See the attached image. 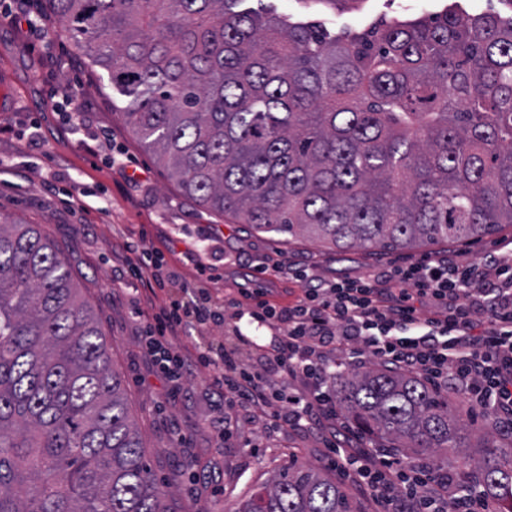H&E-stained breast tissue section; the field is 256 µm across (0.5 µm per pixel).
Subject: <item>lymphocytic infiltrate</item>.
<instances>
[{
    "label": "lymphocytic infiltrate",
    "instance_id": "obj_1",
    "mask_svg": "<svg viewBox=\"0 0 512 512\" xmlns=\"http://www.w3.org/2000/svg\"><path fill=\"white\" fill-rule=\"evenodd\" d=\"M272 270L303 283L301 295L285 306L239 302L232 314L264 330L257 346L264 370L241 365L228 350L207 347L196 357L211 369L225 404L279 427L335 429L334 387L350 348L435 388H453L467 410L512 432V248L479 261L423 258L325 286H307L300 268ZM217 317L204 294L161 308L146 326L161 373L180 378L188 361L174 339L190 323ZM272 373L287 376V391L270 390ZM330 452L336 469L380 497L381 512H495L489 496L458 473L394 460L384 448L334 445Z\"/></svg>",
    "mask_w": 512,
    "mask_h": 512
}]
</instances>
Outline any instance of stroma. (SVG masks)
<instances>
[{"label":"stroma","instance_id":"1","mask_svg":"<svg viewBox=\"0 0 512 512\" xmlns=\"http://www.w3.org/2000/svg\"><path fill=\"white\" fill-rule=\"evenodd\" d=\"M0 0V215L39 225L67 259L85 300L96 310L111 361L124 379L126 398L149 462L174 512H225L230 501L289 462L328 468L320 432L271 427L264 420L239 421L233 437L220 440L224 395L210 372L193 367L179 384L155 368L143 326L161 306L191 302L209 291L215 305L232 313L243 293L267 292L281 304L294 300L301 284L285 278L260 281L256 270L282 261L306 268L312 284L357 277L428 255V248L371 255L325 253L321 244L288 241L219 217L187 197L175 180L133 136L112 107L106 79L74 53L63 23L47 38L19 34ZM278 12L316 21L330 32L379 19L441 10L443 0H366L343 14L313 12L301 0H263ZM77 86L83 122L70 117L61 95ZM40 142H33V133ZM108 136L115 163L92 147V134ZM91 191L88 209L78 193ZM138 251H163L178 276L150 290L121 258L122 244ZM201 249L210 268L201 276L187 250ZM222 324H191L178 340L180 351L203 346L235 350L250 366L260 354Z\"/></svg>","mask_w":512,"mask_h":512}]
</instances>
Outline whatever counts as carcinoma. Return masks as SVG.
I'll use <instances>...</instances> for the list:
<instances>
[{
    "instance_id": "cac0c4a2",
    "label": "carcinoma",
    "mask_w": 512,
    "mask_h": 512,
    "mask_svg": "<svg viewBox=\"0 0 512 512\" xmlns=\"http://www.w3.org/2000/svg\"><path fill=\"white\" fill-rule=\"evenodd\" d=\"M128 103L135 138L208 211L334 253L471 244L512 227V18L434 14L330 34L250 0H47ZM336 404L398 455L462 456L512 512V449L463 402L379 363ZM0 512H174L98 317L60 250L0 216ZM228 512H351L312 467Z\"/></svg>"
}]
</instances>
